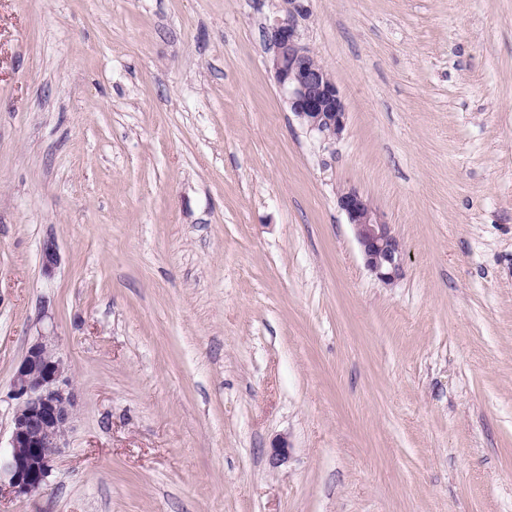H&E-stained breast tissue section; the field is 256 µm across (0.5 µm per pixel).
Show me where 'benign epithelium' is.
<instances>
[{"instance_id": "obj_1", "label": "benign epithelium", "mask_w": 512, "mask_h": 512, "mask_svg": "<svg viewBox=\"0 0 512 512\" xmlns=\"http://www.w3.org/2000/svg\"><path fill=\"white\" fill-rule=\"evenodd\" d=\"M306 15L304 0H283L280 14L265 27L274 50L271 69L300 124L322 141L334 143L346 130L348 112L328 70L301 37L299 19ZM337 203L353 227L365 267L381 283L394 284L403 274L404 250L390 224L355 189L341 190ZM41 260L47 273L57 266L59 254L53 243L44 244ZM12 392L19 403L13 412L10 452L3 470L14 493L31 495L51 474L75 407L65 362L46 337L28 347L15 371Z\"/></svg>"}]
</instances>
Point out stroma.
I'll return each instance as SVG.
<instances>
[{
	"instance_id": "1",
	"label": "stroma",
	"mask_w": 512,
	"mask_h": 512,
	"mask_svg": "<svg viewBox=\"0 0 512 512\" xmlns=\"http://www.w3.org/2000/svg\"><path fill=\"white\" fill-rule=\"evenodd\" d=\"M280 6L0 0V449L38 333L76 397L0 512H512V0H306L333 144L274 82ZM337 203L353 227L365 267L384 285L394 284L403 274L404 250L390 224L355 189L341 190Z\"/></svg>"
}]
</instances>
